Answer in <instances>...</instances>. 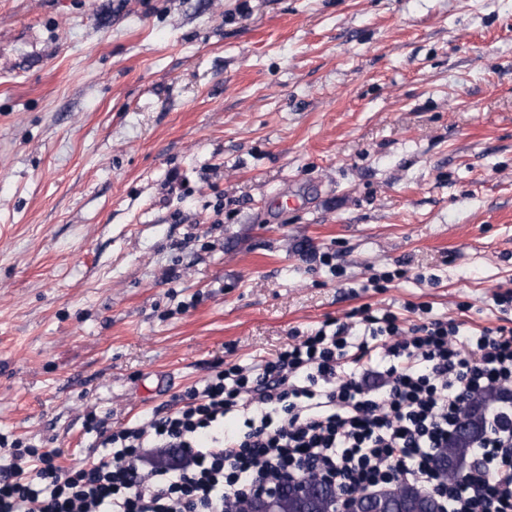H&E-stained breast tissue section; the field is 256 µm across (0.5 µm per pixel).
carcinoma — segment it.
I'll return each instance as SVG.
<instances>
[{
    "label": "carcinoma",
    "instance_id": "cac0c4a2",
    "mask_svg": "<svg viewBox=\"0 0 512 512\" xmlns=\"http://www.w3.org/2000/svg\"><path fill=\"white\" fill-rule=\"evenodd\" d=\"M499 398H501L500 390L490 389L482 391L468 401L466 405L468 429L449 436L448 443L437 450L436 466L439 471H444L449 464L463 472L471 466L474 445L484 436L486 430L485 406ZM288 484L289 481L286 480L280 485L279 512H321L323 505L334 500L338 494L336 485L321 484L311 493L308 505L302 507ZM361 512H432V504L430 499L421 496L417 488L399 483L394 486L393 495L381 502L362 505Z\"/></svg>",
    "mask_w": 512,
    "mask_h": 512
}]
</instances>
